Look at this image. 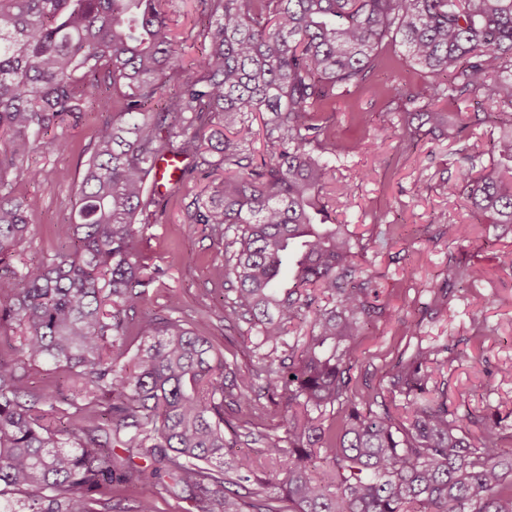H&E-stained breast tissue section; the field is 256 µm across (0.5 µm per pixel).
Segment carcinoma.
Here are the masks:
<instances>
[{
	"instance_id": "1",
	"label": "carcinoma",
	"mask_w": 512,
	"mask_h": 512,
	"mask_svg": "<svg viewBox=\"0 0 512 512\" xmlns=\"http://www.w3.org/2000/svg\"><path fill=\"white\" fill-rule=\"evenodd\" d=\"M196 2L199 51L187 61L170 27L173 0H0V330L17 325L29 361L76 370L84 397L112 392L97 434L71 416L53 427L48 416L64 415L55 395L22 398L18 366L0 357V487L27 493L25 512H94L112 485L144 478L117 465L115 441L146 449L151 476L171 479L170 492L196 512H512L507 418L452 417L444 394H430L448 346L419 348L384 373L405 417L374 410L380 393L357 386L356 340L383 308L358 263L367 244L336 222L324 193L338 152L326 113L364 87L389 37L432 78L387 103L402 140L445 133L439 101L474 95L512 108V0ZM89 101L118 118L97 128L74 219L58 227L72 249L15 266L30 248L31 218L9 174L52 184L54 172L24 166L23 152H66L65 136L45 134ZM255 112L268 114L258 163ZM491 152L512 162V120ZM163 155L188 160L181 183L224 172L187 206L186 223L224 246L236 282L224 319L247 322L256 337L257 365L246 371L194 332L177 298L168 315L132 328L121 310L104 311L109 299L129 308L142 299L136 225L162 209L147 179ZM442 191L491 224H512V175L480 154ZM435 221L466 241L468 225L448 223L447 211ZM481 276L450 261L445 282ZM297 322L310 331L294 346L286 336ZM133 334L147 346L129 369L108 349ZM284 347L288 361L277 364ZM262 391L284 403L286 436L266 432L253 454L234 453L240 426L224 417V401L250 403ZM261 459L269 468L259 490H235ZM266 485L287 506L261 497Z\"/></svg>"
}]
</instances>
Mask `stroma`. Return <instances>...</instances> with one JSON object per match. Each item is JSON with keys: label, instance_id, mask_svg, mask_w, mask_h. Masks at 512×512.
<instances>
[{"label": "stroma", "instance_id": "obj_1", "mask_svg": "<svg viewBox=\"0 0 512 512\" xmlns=\"http://www.w3.org/2000/svg\"><path fill=\"white\" fill-rule=\"evenodd\" d=\"M382 66L362 89L337 98L330 132L340 153L332 160L333 185H348L347 206L337 208L339 223L369 241L359 263L373 275L385 313L357 341L360 383L379 386L386 368L409 357L417 347L445 346L440 381L448 392V409L456 414L512 411V274L497 267L500 250L512 249V227L487 224L463 205L451 204L443 181L461 173L459 149L488 152L490 127L464 132L461 139L423 137L415 146H398V131L384 107L396 87H417L425 76L409 62L404 46L384 42ZM106 118L91 108L78 121L62 128L70 142L61 155L31 149L26 164L57 174L51 185L24 181L17 190L29 205V258L49 259L62 253L59 225L68 223L83 165L91 153L95 131ZM365 149H354L356 141ZM198 174L179 193L167 197L159 223L141 225L136 237L137 259L147 281L141 302L127 311L138 323L147 315H164L172 297H179L184 315L197 330L212 336L225 360L239 369L254 364L253 334L245 322L225 321L221 296L230 287L224 275V249L200 224L185 221L186 205L207 186ZM447 212V224L435 223ZM471 225L466 242L448 238V223ZM475 265L485 271L472 286L454 288L448 305L431 303L443 283L449 261ZM0 357L17 362L25 394L52 391L70 395L73 373L64 367L32 363L15 346L0 345ZM135 466L146 477L131 489L119 488L94 503L95 512H136L140 500H151L155 512H189L186 501L169 494L161 480L151 478L149 456L138 455Z\"/></svg>", "mask_w": 512, "mask_h": 512}]
</instances>
